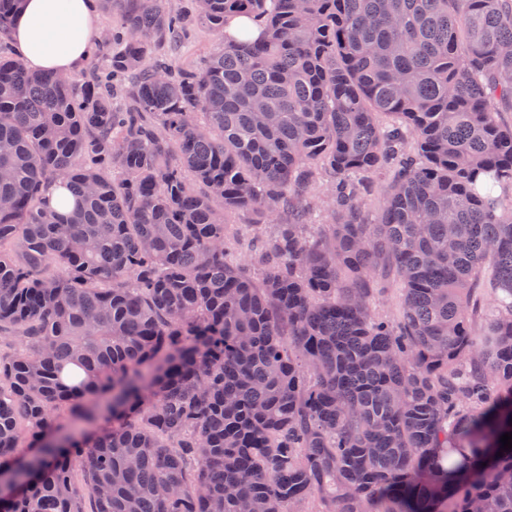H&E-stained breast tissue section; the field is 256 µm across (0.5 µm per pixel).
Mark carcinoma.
I'll list each match as a JSON object with an SVG mask.
<instances>
[{"label": "carcinoma", "mask_w": 512, "mask_h": 512, "mask_svg": "<svg viewBox=\"0 0 512 512\" xmlns=\"http://www.w3.org/2000/svg\"><path fill=\"white\" fill-rule=\"evenodd\" d=\"M101 2L90 80L0 48V512H512V0H197L178 70L184 15ZM229 210L288 211L259 281ZM224 42V36L203 26L196 30L195 40L191 47L168 53V60L174 69L187 65H199ZM402 297L400 288L395 283H391L387 292L376 299L375 307L376 310L383 316L396 319L399 316L401 308Z\"/></svg>", "instance_id": "cac0c4a2"}]
</instances>
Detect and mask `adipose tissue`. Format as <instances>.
I'll return each instance as SVG.
<instances>
[{
	"label": "adipose tissue",
	"mask_w": 512,
	"mask_h": 512,
	"mask_svg": "<svg viewBox=\"0 0 512 512\" xmlns=\"http://www.w3.org/2000/svg\"><path fill=\"white\" fill-rule=\"evenodd\" d=\"M10 34L31 71L74 73L98 36L93 0H20Z\"/></svg>",
	"instance_id": "obj_1"
}]
</instances>
